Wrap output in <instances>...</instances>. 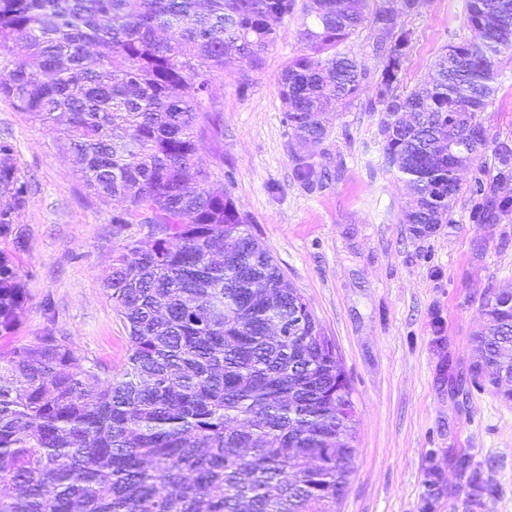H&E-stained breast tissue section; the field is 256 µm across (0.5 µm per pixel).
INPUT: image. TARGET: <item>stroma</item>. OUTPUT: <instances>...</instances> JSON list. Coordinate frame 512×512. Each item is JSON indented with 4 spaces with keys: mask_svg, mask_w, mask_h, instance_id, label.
<instances>
[{
    "mask_svg": "<svg viewBox=\"0 0 512 512\" xmlns=\"http://www.w3.org/2000/svg\"><path fill=\"white\" fill-rule=\"evenodd\" d=\"M465 0H421L400 16L411 41L401 84L429 78L449 33L472 39ZM309 19L276 23L259 64L234 60L203 105L219 118L198 141L197 158L233 199L249 230L336 346L357 404L352 473L340 512H512V402L474 380L472 341L481 301L512 286V223L476 224L464 205L435 235L416 238L404 222L409 196L382 164L371 87L337 104L315 159L339 176L308 190L292 176L300 145L288 127L278 79L300 54ZM499 93L482 115L489 136L512 138V58L503 57ZM58 127L32 122L0 97V145L28 186L23 210L0 223V255L25 291L9 349L48 334L75 356L122 376L128 332L106 298L102 276L117 249L144 237L145 224H116V202L87 188ZM478 475L484 492L472 497Z\"/></svg>",
    "mask_w": 512,
    "mask_h": 512,
    "instance_id": "1",
    "label": "stroma"
}]
</instances>
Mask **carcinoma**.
Listing matches in <instances>:
<instances>
[{
  "label": "carcinoma",
  "instance_id": "carcinoma-1",
  "mask_svg": "<svg viewBox=\"0 0 512 512\" xmlns=\"http://www.w3.org/2000/svg\"><path fill=\"white\" fill-rule=\"evenodd\" d=\"M296 0H0V55L24 57L0 96L40 124L64 125L87 187L151 225L124 245L103 290L128 330L123 378L77 358L55 336L0 348V512H337L354 454L352 388L303 296L249 232L232 198L198 165V134L217 117L202 95L227 52L257 58ZM418 0H305L301 33L278 83L285 121L306 146L328 136L336 102L374 83L382 163L412 191L404 222L426 237L453 223L512 221V138L481 115L512 49V0H467L479 41H449L433 80L398 91ZM368 29L372 70L339 46ZM294 180L321 188L314 153ZM471 178L462 182L459 172ZM0 162V218L25 205ZM475 377L512 400V287L482 300ZM300 312L291 336L267 322Z\"/></svg>",
  "mask_w": 512,
  "mask_h": 512
}]
</instances>
